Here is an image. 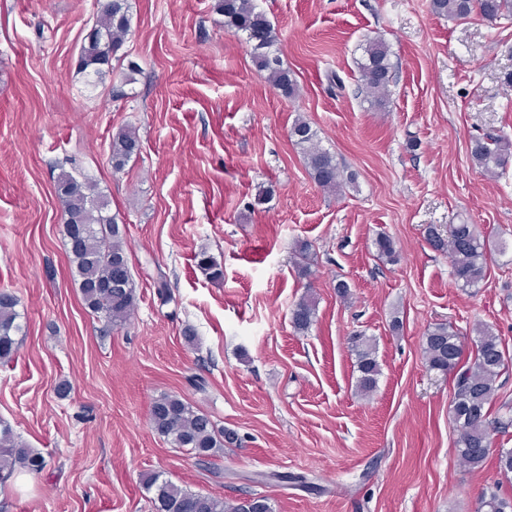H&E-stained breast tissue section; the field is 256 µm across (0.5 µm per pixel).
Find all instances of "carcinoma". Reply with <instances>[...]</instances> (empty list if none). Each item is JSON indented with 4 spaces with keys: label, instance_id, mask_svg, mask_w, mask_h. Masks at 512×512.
<instances>
[{
    "label": "carcinoma",
    "instance_id": "obj_1",
    "mask_svg": "<svg viewBox=\"0 0 512 512\" xmlns=\"http://www.w3.org/2000/svg\"><path fill=\"white\" fill-rule=\"evenodd\" d=\"M433 12L454 20L478 13L493 21L512 15V0H430ZM217 10L224 16V28L245 37L250 54L260 70L283 94L297 91L292 73L284 68L280 56L272 51L275 29L255 0H217ZM131 31L129 0H112V8L100 9L97 19L82 43L77 73L97 79L112 72V59L122 48ZM366 98L378 111H386L387 91L392 81V65L388 46L379 39L365 44L358 62ZM290 137L303 154L308 173L325 192L339 193L347 182L336 158L320 147L310 124L297 119ZM136 131L120 129L112 136L110 162L120 172L140 151ZM474 165L490 177L497 175L512 159V141L502 137H476L472 140ZM55 193L64 215L65 239L71 258L72 275L82 301L105 327L127 323L136 308V287L129 266L124 225L110 212V202L89 177L77 178L61 170L55 181ZM424 238L436 251L446 255L452 264L456 282L463 288H477L488 271L491 245L488 237L475 224H451L443 234L436 225L424 228ZM378 259L386 264L398 261L392 238L379 233L373 240ZM312 244L294 242L299 259L300 277L308 279L311 270ZM198 267L214 281L224 277L222 266L205 251L196 254ZM19 299L0 292V363L9 362L18 348L17 336L22 332ZM317 301L309 295L301 298L291 310V324L297 333L307 332L315 322ZM477 334L474 357L469 365L461 364L463 349L457 334L446 324L427 330L422 339L423 353L429 369L443 374L455 373L451 418L456 439L454 447L459 461L480 468L491 454L492 434L504 433L512 426V403L502 402L491 416V403L498 390L497 381L506 366V353L500 337L487 325L475 328ZM356 355L357 392L370 397L377 389L381 369L373 340L361 333L350 338ZM152 430L172 440L179 448H187L204 461L217 456L226 446L237 444V435L221 428L205 413L193 410L177 395L164 394L155 399L149 410ZM46 467L45 458L15 436L11 427L0 424V477L6 479L20 469L39 473ZM144 485L152 493L155 512H273L269 499L259 494L226 502L220 498L188 491L160 474L146 475ZM479 512H512V498L494 488L481 497Z\"/></svg>",
    "mask_w": 512,
    "mask_h": 512
}]
</instances>
